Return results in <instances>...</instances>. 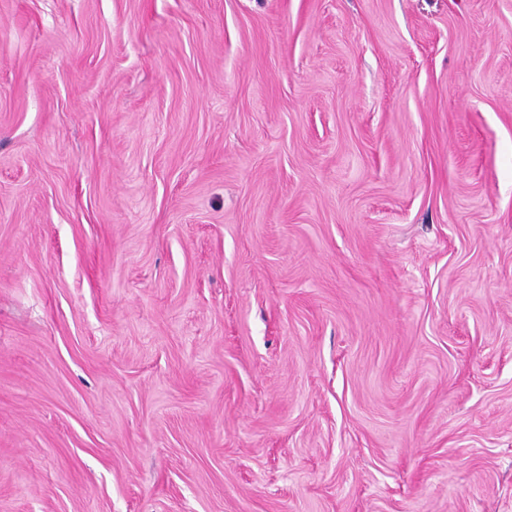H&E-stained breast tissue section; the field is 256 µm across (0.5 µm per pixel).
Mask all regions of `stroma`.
<instances>
[{"label": "stroma", "mask_w": 512, "mask_h": 512, "mask_svg": "<svg viewBox=\"0 0 512 512\" xmlns=\"http://www.w3.org/2000/svg\"><path fill=\"white\" fill-rule=\"evenodd\" d=\"M0 512H512V0H0Z\"/></svg>", "instance_id": "stroma-1"}]
</instances>
